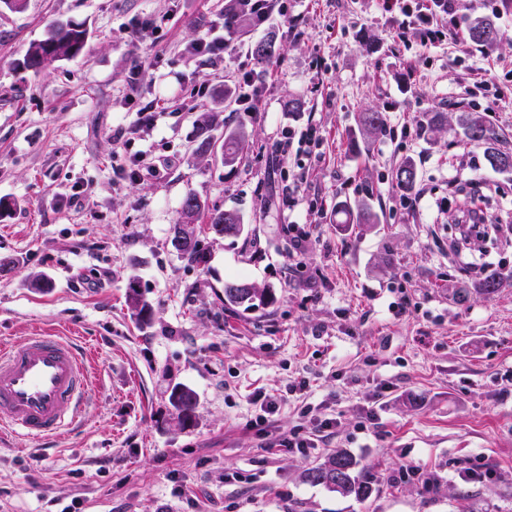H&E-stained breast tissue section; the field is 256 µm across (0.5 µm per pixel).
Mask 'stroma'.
<instances>
[{"mask_svg": "<svg viewBox=\"0 0 512 512\" xmlns=\"http://www.w3.org/2000/svg\"><path fill=\"white\" fill-rule=\"evenodd\" d=\"M457 9L460 31L496 15L503 41L427 49L379 0H278L215 64L192 46L221 32L224 0L0 4V343L36 330L72 340L91 382L77 428L44 445L0 437V512H512V282L477 293L448 251L467 205L512 209V173L459 169L457 124L480 112L512 137V10ZM56 19L85 24L83 52L26 68ZM270 34L273 57L254 61L252 42ZM245 61L256 115L232 94ZM151 102L154 128L116 140ZM375 109L386 130L362 135ZM436 112L442 124L423 126ZM204 114L214 136L247 130L234 169L196 154ZM309 124L319 158L301 180L298 157L274 144ZM145 150L155 173L122 180ZM407 159L414 210L392 180ZM190 193L237 210L244 233L215 235L202 216L189 227L197 254L178 253L170 228ZM340 201L367 203L377 223H337ZM292 221L306 235L297 258ZM39 274L48 288H31ZM132 277L153 307L146 325L127 303ZM233 280L273 302L226 305ZM179 385L197 395L186 427L169 403ZM268 399L277 411L252 428ZM324 418L335 426L316 431ZM300 426L315 447L278 446ZM338 449L371 477L367 500L302 480ZM406 463L432 483L397 479Z\"/></svg>", "mask_w": 512, "mask_h": 512, "instance_id": "obj_1", "label": "stroma"}]
</instances>
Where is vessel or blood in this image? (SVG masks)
Wrapping results in <instances>:
<instances>
[{
    "label": "vessel or blood",
    "instance_id": "1",
    "mask_svg": "<svg viewBox=\"0 0 512 512\" xmlns=\"http://www.w3.org/2000/svg\"><path fill=\"white\" fill-rule=\"evenodd\" d=\"M86 356L46 334L0 348V426L30 439L78 422L89 390Z\"/></svg>",
    "mask_w": 512,
    "mask_h": 512
}]
</instances>
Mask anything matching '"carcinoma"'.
<instances>
[{
  "label": "carcinoma",
  "instance_id": "carcinoma-1",
  "mask_svg": "<svg viewBox=\"0 0 512 512\" xmlns=\"http://www.w3.org/2000/svg\"><path fill=\"white\" fill-rule=\"evenodd\" d=\"M255 25L253 15L241 6L240 0H226L224 4V28L232 33L244 36L249 34ZM494 29L497 36L492 40L481 37L480 32ZM503 33L495 19L487 16L475 20L467 29L465 38L476 46L486 49L496 48ZM88 39V30L84 24L72 20H56L47 26L43 38L32 41L25 53L24 65L35 70L47 69L57 62L78 56L84 49ZM362 131L369 133H382L386 130L385 117L379 111L370 110L361 116ZM458 126L466 143L483 148V155L488 165L495 171H501L498 161L503 157H511L512 151L503 147L504 135L494 127L487 124L485 118L478 112H463L459 115ZM200 141L197 151L208 154L220 161L227 168H233L240 159L242 145L248 137L247 131L242 128L227 129L224 132V154L219 155L210 150L217 139L211 134L212 122L204 116L197 120ZM396 187L404 195L414 192L418 173L415 164L406 160L394 172ZM205 205L194 194H188L183 203L179 219L173 225L174 238L182 233V219L197 220ZM336 213L345 216L346 224H375L377 216L364 203L351 204L347 201L336 203ZM208 224L214 230L223 225L224 235L238 237L243 234L245 225L240 214L233 209H212L207 212ZM127 301L137 320L146 322L150 319L151 304L140 292L138 281L129 279ZM271 302V295L265 290H259L244 282L232 281L224 284V304L240 307L245 311H253ZM170 403L177 418L184 425L192 422L197 399L195 392L183 386L173 388L170 394ZM341 466L342 479L336 482L332 473L336 466ZM302 479L316 486H322L329 491L338 492L345 496H353L358 500L368 498L372 493L371 482L368 481L356 459L343 449L330 454L322 463L304 470Z\"/></svg>",
  "mask_w": 512,
  "mask_h": 512
}]
</instances>
